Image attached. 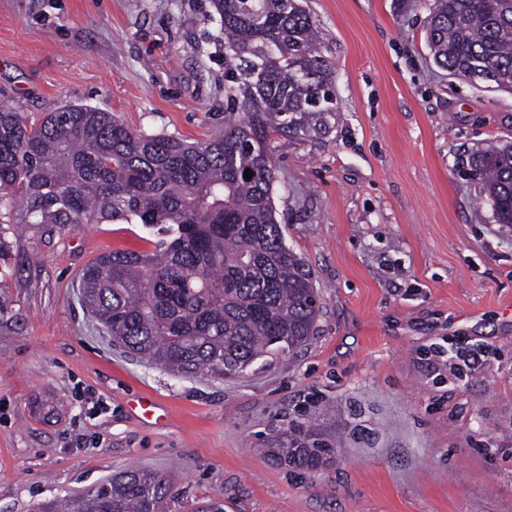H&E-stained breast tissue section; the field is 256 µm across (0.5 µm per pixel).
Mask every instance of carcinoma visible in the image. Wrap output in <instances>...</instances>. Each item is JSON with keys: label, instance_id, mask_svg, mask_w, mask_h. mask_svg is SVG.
<instances>
[{"label": "carcinoma", "instance_id": "1", "mask_svg": "<svg viewBox=\"0 0 512 512\" xmlns=\"http://www.w3.org/2000/svg\"><path fill=\"white\" fill-rule=\"evenodd\" d=\"M224 35V98L241 108L204 143L134 133L70 105L39 123L0 106V224H140L151 251L112 250L81 275L86 307L113 340L173 374L246 371L316 332L312 273L276 218V135L313 137L337 112L335 71L300 0H211ZM435 65L512 92V0H432ZM498 224H512V144L468 157ZM251 170V179L244 176ZM333 449L298 428L271 455L314 470ZM172 487L133 466L39 512H165Z\"/></svg>", "mask_w": 512, "mask_h": 512}]
</instances>
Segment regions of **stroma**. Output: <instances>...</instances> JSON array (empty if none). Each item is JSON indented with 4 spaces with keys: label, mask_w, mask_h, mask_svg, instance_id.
<instances>
[{
    "label": "stroma",
    "mask_w": 512,
    "mask_h": 512,
    "mask_svg": "<svg viewBox=\"0 0 512 512\" xmlns=\"http://www.w3.org/2000/svg\"><path fill=\"white\" fill-rule=\"evenodd\" d=\"M336 73L326 134L275 137L274 205L319 294L302 349L243 375L178 377L114 345L82 268L147 251L138 224L0 228V512L87 492L137 464L167 512H512V225L463 155L512 142V93L453 79L419 0H304ZM0 104L30 122L99 108L131 131L224 128L210 0H0ZM481 353L456 369L457 351ZM315 470L268 451L295 427Z\"/></svg>",
    "instance_id": "35a3bbf8"
}]
</instances>
